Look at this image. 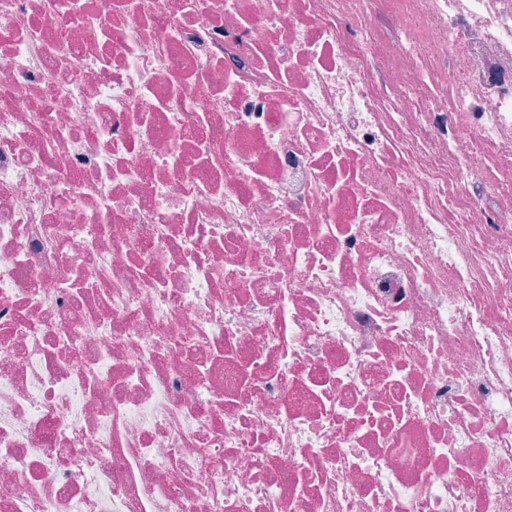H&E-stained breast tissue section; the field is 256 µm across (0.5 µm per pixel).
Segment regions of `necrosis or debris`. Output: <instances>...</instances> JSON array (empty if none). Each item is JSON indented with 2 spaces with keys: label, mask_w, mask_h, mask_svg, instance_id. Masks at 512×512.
Wrapping results in <instances>:
<instances>
[{
  "label": "necrosis or debris",
  "mask_w": 512,
  "mask_h": 512,
  "mask_svg": "<svg viewBox=\"0 0 512 512\" xmlns=\"http://www.w3.org/2000/svg\"><path fill=\"white\" fill-rule=\"evenodd\" d=\"M0 512H512V0H0Z\"/></svg>",
  "instance_id": "obj_1"
}]
</instances>
